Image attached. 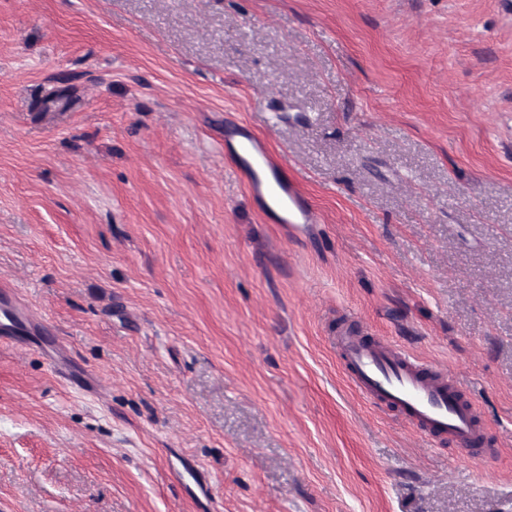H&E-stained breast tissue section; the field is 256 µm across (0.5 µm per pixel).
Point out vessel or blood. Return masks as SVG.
Listing matches in <instances>:
<instances>
[{
  "mask_svg": "<svg viewBox=\"0 0 512 512\" xmlns=\"http://www.w3.org/2000/svg\"><path fill=\"white\" fill-rule=\"evenodd\" d=\"M224 150L235 156L253 200L276 210L281 223H316L299 186L282 176L283 156L250 128L225 132ZM336 348L355 389L378 409L405 420L427 441L444 436L468 450L482 444L477 409L446 372L381 338L346 333L337 337Z\"/></svg>",
  "mask_w": 512,
  "mask_h": 512,
  "instance_id": "b4317fda",
  "label": "vessel or blood"
}]
</instances>
